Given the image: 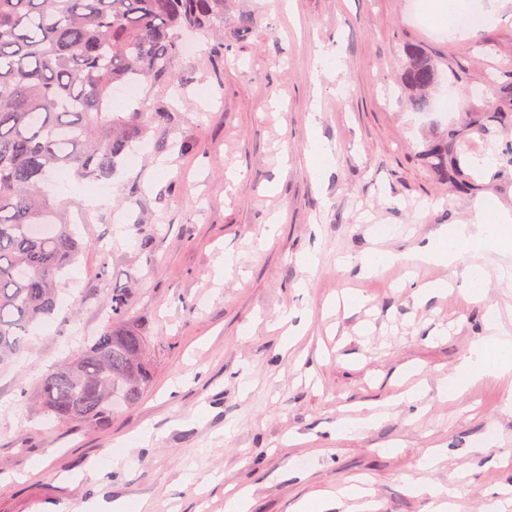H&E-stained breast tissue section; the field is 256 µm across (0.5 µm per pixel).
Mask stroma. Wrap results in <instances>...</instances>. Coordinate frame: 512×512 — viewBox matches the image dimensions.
I'll return each mask as SVG.
<instances>
[{
    "label": "stroma",
    "instance_id": "stroma-1",
    "mask_svg": "<svg viewBox=\"0 0 512 512\" xmlns=\"http://www.w3.org/2000/svg\"><path fill=\"white\" fill-rule=\"evenodd\" d=\"M428 2L294 0L289 15L225 0L223 32L198 36L175 84L116 92L114 111L147 106L150 131L100 205L73 179L55 196L83 249L56 313L0 366V512H226L229 486L249 490L247 512H298L349 484L376 512H429L425 483L457 487L456 512H512V376L444 392L488 312L512 333V282L470 299L473 262L498 255L415 260L477 203L512 209V0H475L453 30ZM411 44L437 65L434 99L471 88L461 111L405 106ZM451 128L464 144L445 176L420 152ZM316 140L333 149L320 180ZM375 249L397 262L339 265ZM439 281L451 290L419 298ZM116 289L150 340L149 387L104 428L47 426L21 389L101 332ZM345 290L357 306H336ZM284 310L294 335L273 326Z\"/></svg>",
    "mask_w": 512,
    "mask_h": 512
}]
</instances>
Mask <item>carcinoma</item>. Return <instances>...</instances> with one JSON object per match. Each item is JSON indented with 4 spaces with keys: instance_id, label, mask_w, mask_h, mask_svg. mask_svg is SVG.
I'll return each instance as SVG.
<instances>
[{
    "instance_id": "cac0c4a2",
    "label": "carcinoma",
    "mask_w": 512,
    "mask_h": 512,
    "mask_svg": "<svg viewBox=\"0 0 512 512\" xmlns=\"http://www.w3.org/2000/svg\"><path fill=\"white\" fill-rule=\"evenodd\" d=\"M224 26V0H0V363L57 308L60 277L82 249L48 189L55 171L80 182L114 175L148 131L145 107L115 112L112 89L172 84L185 36ZM407 106L429 107L434 60L408 47ZM453 132L422 151L448 171ZM100 335L43 376L34 399L54 425L100 428L136 404L154 364L147 337L114 293Z\"/></svg>"
}]
</instances>
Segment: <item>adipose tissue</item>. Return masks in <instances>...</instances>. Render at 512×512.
<instances>
[{
    "mask_svg": "<svg viewBox=\"0 0 512 512\" xmlns=\"http://www.w3.org/2000/svg\"><path fill=\"white\" fill-rule=\"evenodd\" d=\"M485 207H477L467 221L449 225L422 247L416 258L423 263L453 265L462 252L494 253L500 278L512 276V211L494 207L493 218H486ZM512 374V336L494 332L473 345L469 356L449 380V394H457L485 377Z\"/></svg>",
    "mask_w": 512,
    "mask_h": 512,
    "instance_id": "adipose-tissue-1",
    "label": "adipose tissue"
}]
</instances>
